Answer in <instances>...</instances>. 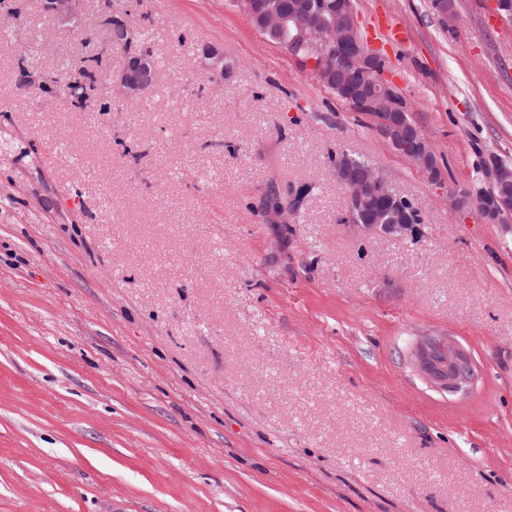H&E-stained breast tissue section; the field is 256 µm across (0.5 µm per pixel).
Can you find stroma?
I'll return each mask as SVG.
<instances>
[{
    "label": "stroma",
    "instance_id": "1",
    "mask_svg": "<svg viewBox=\"0 0 512 512\" xmlns=\"http://www.w3.org/2000/svg\"><path fill=\"white\" fill-rule=\"evenodd\" d=\"M0 28V512H512V220L448 197L512 165V23L493 0H352L433 182L233 0H10ZM120 14L129 100L49 88ZM224 56L213 74L204 47ZM419 210L342 223L341 154ZM294 204L280 223L275 203ZM452 337L476 378L409 364ZM118 18V17H117ZM118 21L111 24L107 31L106 41L110 46L124 47L128 41V28L126 23L118 18ZM125 50H138L145 52L144 55H127L125 65L121 71L120 77L113 85V93L119 97L140 96L149 92L154 86L152 77V59L149 50L145 49L141 42L132 35L131 39L125 45ZM435 347L443 354L442 363L433 362L430 348ZM434 354L436 361L441 354ZM410 363L421 375L442 389L460 390L474 379L471 361L466 352L449 336H421Z\"/></svg>",
    "mask_w": 512,
    "mask_h": 512
}]
</instances>
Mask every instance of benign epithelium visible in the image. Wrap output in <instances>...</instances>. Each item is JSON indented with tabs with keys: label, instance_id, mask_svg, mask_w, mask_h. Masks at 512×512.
I'll list each match as a JSON object with an SVG mask.
<instances>
[{
	"label": "benign epithelium",
	"instance_id": "benign-epithelium-1",
	"mask_svg": "<svg viewBox=\"0 0 512 512\" xmlns=\"http://www.w3.org/2000/svg\"><path fill=\"white\" fill-rule=\"evenodd\" d=\"M44 8L53 14L70 18L75 14L79 0H42ZM237 7L246 15L263 16L273 22L281 33V42L290 48L308 46L312 61L322 76L330 77L336 70V61L347 64L357 77V88H368L363 105L378 121L382 135L393 149L408 157L430 178L438 177V165L428 140L407 117H398L391 86L372 79L376 70V56L368 53L356 33V22L351 7L335 9L314 0H236ZM128 41V28L123 20L111 24L107 31L109 45L122 47ZM154 86L150 55H128L120 77L113 85L119 97L140 96ZM336 177L345 187L346 208L355 227L366 236L405 237L412 225L392 224L385 213L369 209L374 200L384 202L394 212L405 213L411 204L396 196L387 181L370 165L355 158L336 166ZM477 207L490 222H496L512 211L506 201L492 194L476 201ZM443 354L441 363L432 361L430 348ZM410 363L421 375L442 389L457 391L474 379L471 361L466 352L449 336H422Z\"/></svg>",
	"mask_w": 512,
	"mask_h": 512
}]
</instances>
